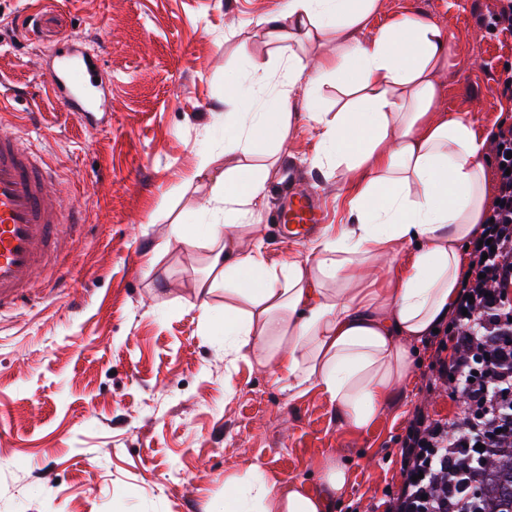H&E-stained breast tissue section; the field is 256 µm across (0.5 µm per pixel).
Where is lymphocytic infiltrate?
I'll list each match as a JSON object with an SVG mask.
<instances>
[{"mask_svg": "<svg viewBox=\"0 0 512 512\" xmlns=\"http://www.w3.org/2000/svg\"><path fill=\"white\" fill-rule=\"evenodd\" d=\"M488 155V221L468 241L467 273L423 374L426 392H447L465 412L448 423L414 408L400 482L371 512H474L468 488L484 452L512 446V124L498 126Z\"/></svg>", "mask_w": 512, "mask_h": 512, "instance_id": "obj_1", "label": "lymphocytic infiltrate"}]
</instances>
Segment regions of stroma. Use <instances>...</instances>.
I'll return each instance as SVG.
<instances>
[{"label":"stroma","mask_w":512,"mask_h":512,"mask_svg":"<svg viewBox=\"0 0 512 512\" xmlns=\"http://www.w3.org/2000/svg\"><path fill=\"white\" fill-rule=\"evenodd\" d=\"M287 0H0V127L29 139L62 181L80 223L66 230L69 285L45 271L0 314V512H208L224 479L259 464L318 482L336 451L350 481L334 512H365L400 481L398 439L415 406L461 417V402L427 395L428 340L365 433L339 426L322 396L289 400L254 360H224V291L196 294L209 247L173 232L205 224L224 153V114L240 105L250 57L272 58L264 18ZM485 0H380L361 34L424 15L448 41L439 107L497 129L512 98L497 84L512 36L480 26ZM112 76L96 122L57 104L46 63L62 39ZM317 133L297 116L279 148L292 181L247 217L269 262L310 253L281 233L289 192L313 195L324 228L350 220L345 169L312 166Z\"/></svg>","instance_id":"35a3bbf8"}]
</instances>
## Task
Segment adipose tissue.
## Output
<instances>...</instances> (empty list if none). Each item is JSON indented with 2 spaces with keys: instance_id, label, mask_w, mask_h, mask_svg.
I'll list each match as a JSON object with an SVG mask.
<instances>
[{
  "instance_id": "1",
  "label": "adipose tissue",
  "mask_w": 512,
  "mask_h": 512,
  "mask_svg": "<svg viewBox=\"0 0 512 512\" xmlns=\"http://www.w3.org/2000/svg\"><path fill=\"white\" fill-rule=\"evenodd\" d=\"M378 0H288L286 15L262 21L279 69L255 58L241 110L224 115V152L237 163L209 199L213 224L207 277L199 296L224 289V354L253 358L289 399L319 391L341 426L362 432L389 405L410 370L411 344L448 316L463 243L483 223L488 202V136L467 118L438 108L448 42L434 21L403 16L369 42L360 34ZM319 54L308 63L291 47ZM346 96L322 112L320 88ZM305 83V115L318 130L313 166L345 167L352 223L318 242L305 259L268 263L244 245L230 217L262 207L282 181L275 163H256L287 139L295 88ZM405 249L386 286L359 288L363 263ZM318 483L281 481L259 465L224 481L223 512H333L350 480L347 463L327 453Z\"/></svg>"
}]
</instances>
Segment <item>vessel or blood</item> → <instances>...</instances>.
Instances as JSON below:
<instances>
[{
	"label": "vessel or blood",
	"instance_id": "obj_1",
	"mask_svg": "<svg viewBox=\"0 0 512 512\" xmlns=\"http://www.w3.org/2000/svg\"><path fill=\"white\" fill-rule=\"evenodd\" d=\"M47 82L57 100L81 119L93 116L99 84L85 51L55 53ZM17 131L0 129V308L15 305L33 290L38 272L61 249L62 226L76 222L75 206L57 202L58 182L39 153L21 146ZM321 215L310 198L295 195L280 216L284 230L307 238Z\"/></svg>",
	"mask_w": 512,
	"mask_h": 512
}]
</instances>
